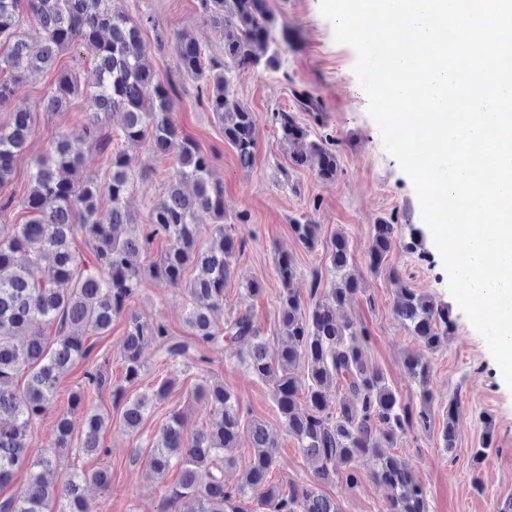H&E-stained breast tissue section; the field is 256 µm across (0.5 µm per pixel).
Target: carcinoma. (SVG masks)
Segmentation results:
<instances>
[{
    "label": "carcinoma",
    "instance_id": "carcinoma-1",
    "mask_svg": "<svg viewBox=\"0 0 512 512\" xmlns=\"http://www.w3.org/2000/svg\"><path fill=\"white\" fill-rule=\"evenodd\" d=\"M202 12L219 33L224 57L207 59L199 43L186 34L174 42L180 68L196 80L206 81L208 107L235 149L238 164L249 168L255 161L257 117L232 91L231 74L239 69L275 72L282 66V48L275 36L276 19L265 0H200ZM35 22L42 31L37 42L28 41L22 26ZM0 109L11 102L16 87L52 69L58 56L82 44L96 48L97 62L80 80L59 72L52 94L39 102L43 112H60L76 96L87 103L88 119L82 136L101 149L117 137L125 147L109 155L107 180L100 184L80 178L81 161L66 137L54 141L34 165L24 207L29 219L0 233V488L10 485L19 470L29 479L19 492L0 496V512H93L85 485L107 487L112 471L71 472L57 482L46 474L56 467L59 452L72 447L81 435L80 449L87 455L107 453L100 441L105 420L90 402L107 386L106 374L87 370L81 386L59 411L54 439L37 459H31L28 436L31 424L53 409L60 377L89 354L88 337L112 330V321L125 316L121 351L124 385L112 390L113 403L121 407V423L131 434L138 431L153 406L167 398L175 384L164 378L152 392L129 397L126 387L138 385L144 373L143 349L155 346L160 361L207 363L201 348L233 351L246 369L273 383L272 397L284 430L296 440L301 453L316 464L317 482L336 476L344 467L346 481L355 484L366 469L376 483L390 492L392 512H429L422 480L402 460L387 452L407 431L430 427L433 399L427 388L428 354L448 336V307L433 298L401 287L395 315L416 336L422 351L406 356L404 367L418 382L419 405L403 400L386 381L381 369L370 363L365 348L369 331L339 311L359 291L351 265L348 237L338 233L328 248L332 287L311 289L315 298L305 306L292 288L297 274L292 257L278 254L276 273L279 336L270 353L253 315L242 312L224 319V288L234 275L232 265L243 240L224 229V189L212 177L213 158L186 140L161 198L151 207L146 230L122 238L116 230L134 223L125 198L134 182L133 159L127 147L147 146L163 155L179 137L173 113V90L156 79L147 62L148 47L141 27L110 7V0H0ZM281 141L297 167L317 163L323 180L336 177L335 150L312 137L309 125L293 114L278 113ZM33 112L15 111L0 126V187L9 183L18 157L26 150ZM212 219L213 243L200 241L199 217ZM292 230L307 249L315 247L318 225L301 217ZM394 225H373L369 268L386 270L396 243ZM82 236L93 251L95 270L80 268L72 244ZM166 241L159 259L149 262L148 248L156 237ZM47 266L51 277L35 281L29 267ZM194 271L186 279L188 271ZM153 276L186 288L189 310L188 336H174L160 323L152 324L127 311L144 280ZM55 329L54 340L45 336ZM25 374L23 387L15 384ZM336 392H331V387ZM193 396L208 408L209 424L184 439L179 413H172L160 430L147 466L162 478L179 468L177 483L167 489L161 512H245L241 502L257 500L267 512H340L336 500L318 486L284 488L271 483L278 443L266 427L243 412L239 399L219 382L195 386ZM82 413L81 423L73 416ZM455 399L448 400L443 448L456 445ZM250 442V461L239 484L228 488L224 467L234 463L232 452L242 437Z\"/></svg>",
    "mask_w": 512,
    "mask_h": 512
}]
</instances>
